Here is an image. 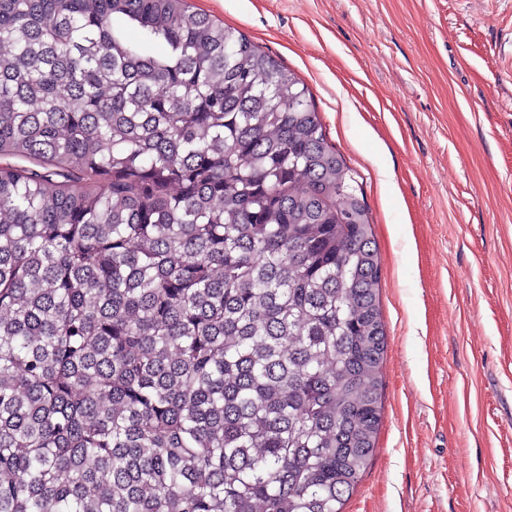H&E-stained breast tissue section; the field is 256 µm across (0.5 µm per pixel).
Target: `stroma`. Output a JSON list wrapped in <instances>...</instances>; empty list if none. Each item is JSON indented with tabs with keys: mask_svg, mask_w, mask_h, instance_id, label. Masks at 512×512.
I'll return each instance as SVG.
<instances>
[{
	"mask_svg": "<svg viewBox=\"0 0 512 512\" xmlns=\"http://www.w3.org/2000/svg\"><path fill=\"white\" fill-rule=\"evenodd\" d=\"M307 85L387 333L343 512H512V0H189Z\"/></svg>",
	"mask_w": 512,
	"mask_h": 512,
	"instance_id": "1",
	"label": "stroma"
}]
</instances>
